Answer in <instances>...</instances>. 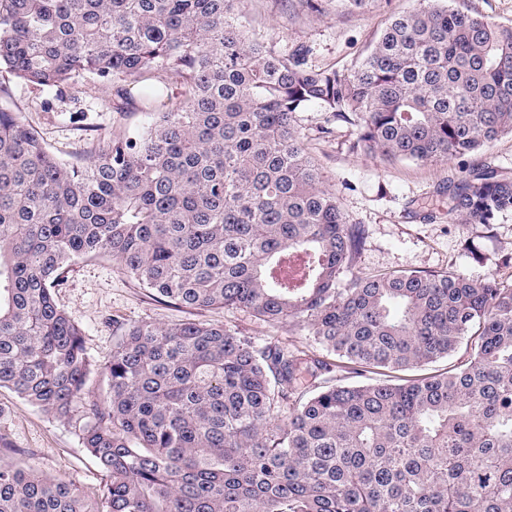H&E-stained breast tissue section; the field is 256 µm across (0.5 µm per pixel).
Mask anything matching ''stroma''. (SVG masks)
Segmentation results:
<instances>
[{
  "label": "stroma",
  "mask_w": 512,
  "mask_h": 512,
  "mask_svg": "<svg viewBox=\"0 0 512 512\" xmlns=\"http://www.w3.org/2000/svg\"><path fill=\"white\" fill-rule=\"evenodd\" d=\"M418 0H377L360 13H340L325 0L323 13L309 11L304 0H239L237 13L254 39L284 54L308 51L317 66L345 69L370 49L386 21L418 8ZM0 107L20 114L48 149L64 163L75 162L98 140L131 132L149 123L142 110L141 87L115 96L89 74L64 87H36L10 78ZM299 137L317 164L325 185L336 193L346 223L360 225L364 246L353 269L357 275L459 270L474 278L496 274L512 282V212L492 225L452 224L446 216V185L459 183L466 170L488 162L512 177V134L478 154L429 165L386 160L354 149L356 127L327 124L314 105L297 115ZM57 305L78 325L94 364L112 354L116 320L230 324L257 344L279 342L312 350L310 337L290 326H272L246 312L181 306L138 285L109 257L77 263L54 289ZM26 459L41 471L64 478L81 491L106 482L81 444L74 422L42 412L7 388H0V462Z\"/></svg>",
  "instance_id": "stroma-1"
}]
</instances>
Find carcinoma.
I'll return each mask as SVG.
<instances>
[{"label": "carcinoma", "instance_id": "cac0c4a2", "mask_svg": "<svg viewBox=\"0 0 512 512\" xmlns=\"http://www.w3.org/2000/svg\"><path fill=\"white\" fill-rule=\"evenodd\" d=\"M419 2L338 70L247 37L237 0H0V70L140 85L151 116L64 164L0 109V387L78 421L108 477L88 497L0 463V512H512V285L452 270L339 287L362 236L298 135L311 104L386 158L445 163L512 134V26ZM167 67L181 91L160 109L146 81ZM511 211L489 166L448 193L451 223ZM104 256L177 304L289 323L323 356L228 324L115 322L92 391L53 288ZM463 345L401 383L299 384L305 363L384 375Z\"/></svg>", "mask_w": 512, "mask_h": 512}]
</instances>
